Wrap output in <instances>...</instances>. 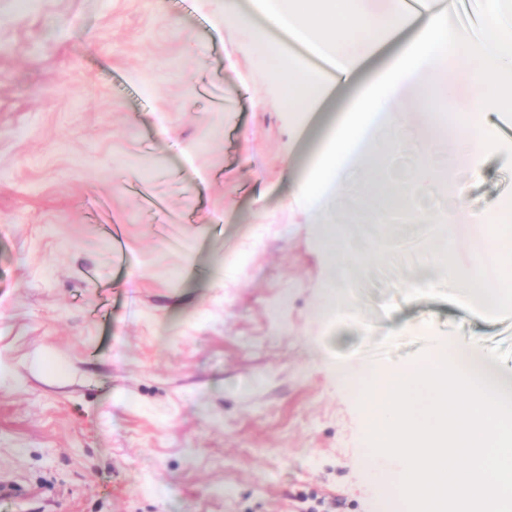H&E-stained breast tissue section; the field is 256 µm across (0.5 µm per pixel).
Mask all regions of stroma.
<instances>
[{"mask_svg":"<svg viewBox=\"0 0 512 512\" xmlns=\"http://www.w3.org/2000/svg\"><path fill=\"white\" fill-rule=\"evenodd\" d=\"M226 1L0 0V512H370L336 368L512 341V304L396 272L430 237L470 267L481 235L434 223L389 225L353 313L318 316L336 283L302 182L415 32L302 114ZM506 159L439 152L478 218L512 199Z\"/></svg>","mask_w":512,"mask_h":512,"instance_id":"35a3bbf8","label":"stroma"}]
</instances>
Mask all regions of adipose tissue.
<instances>
[{
    "label": "adipose tissue",
    "mask_w": 512,
    "mask_h": 512,
    "mask_svg": "<svg viewBox=\"0 0 512 512\" xmlns=\"http://www.w3.org/2000/svg\"><path fill=\"white\" fill-rule=\"evenodd\" d=\"M270 20L277 26L294 31L300 37L328 53L343 76H350L360 66L364 55L372 53L380 44L406 22L400 14L397 0L388 10L366 12L359 8L358 0H326L325 18L307 17L297 21L284 0H265ZM358 33L360 52L350 54L344 49L351 33ZM486 233L495 245V256L500 270L487 274L483 257H476L467 274H460L451 253L444 248L432 250L430 256L435 267L449 280L459 282L469 295L475 296L481 308L488 313L512 301V202L502 203L486 224Z\"/></svg>",
    "instance_id": "obj_1"
}]
</instances>
